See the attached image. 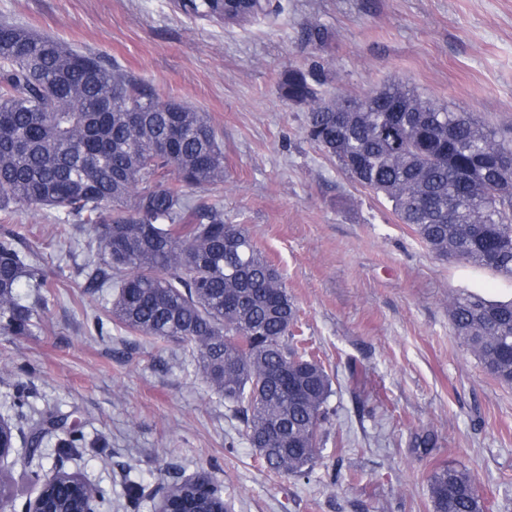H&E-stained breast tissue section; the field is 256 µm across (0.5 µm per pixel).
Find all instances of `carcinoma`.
I'll use <instances>...</instances> for the list:
<instances>
[{
    "label": "carcinoma",
    "instance_id": "carcinoma-1",
    "mask_svg": "<svg viewBox=\"0 0 512 512\" xmlns=\"http://www.w3.org/2000/svg\"><path fill=\"white\" fill-rule=\"evenodd\" d=\"M252 16L250 0H192V12ZM304 41L323 45L317 23ZM316 70L288 72V101L308 107L305 133L353 181L391 203L435 256L512 276V139L472 112H454L391 83L357 99L321 95ZM224 182V149L207 116L160 95L99 57L0 21V212L53 209L89 226L87 287L113 289L112 318L142 337L179 343L193 372L233 405L243 436L278 474L318 463L333 378L295 341L296 305L278 269L223 206L189 187ZM37 267L0 238V333L28 336L36 309L22 280ZM455 336L499 383L512 386V301L452 295ZM9 409H31L26 384ZM39 413L32 449L80 425ZM433 512H486L474 476L431 475Z\"/></svg>",
    "mask_w": 512,
    "mask_h": 512
}]
</instances>
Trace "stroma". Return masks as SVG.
Masks as SVG:
<instances>
[{
	"label": "stroma",
	"mask_w": 512,
	"mask_h": 512,
	"mask_svg": "<svg viewBox=\"0 0 512 512\" xmlns=\"http://www.w3.org/2000/svg\"><path fill=\"white\" fill-rule=\"evenodd\" d=\"M0 20L208 114L224 181L189 195L223 205L280 270L335 390L314 469L269 471L178 344L113 320L111 289H82L88 228L69 224L60 239L65 213L16 212L0 234H21L47 285L22 288L38 311L32 335L0 334V399L26 382L40 410L70 415L86 436L81 448L11 457L16 506L60 463L113 488L100 512H154L156 488L203 471L231 512H432L430 477L453 464L475 476L487 512H512V387L486 373L448 314L461 290L512 298V277L437 259L307 139V106L280 90L288 70L315 65L328 95L399 79L512 137V0H269L239 23L182 0H0ZM309 22L326 28L325 44L303 42ZM426 431L435 447H413Z\"/></svg>",
	"instance_id": "1"
}]
</instances>
